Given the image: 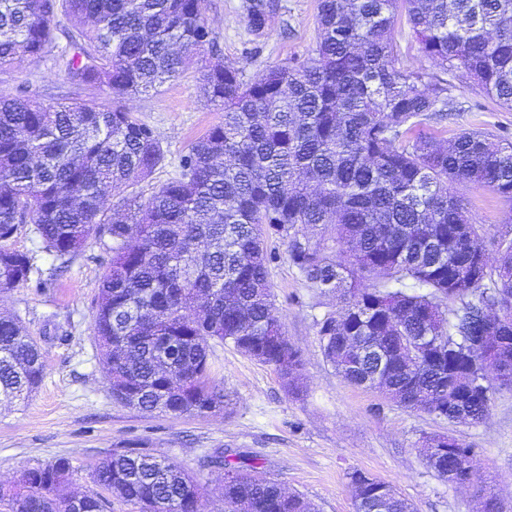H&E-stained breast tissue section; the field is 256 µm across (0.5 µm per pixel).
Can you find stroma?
I'll use <instances>...</instances> for the list:
<instances>
[{
	"label": "stroma",
	"mask_w": 512,
	"mask_h": 512,
	"mask_svg": "<svg viewBox=\"0 0 512 512\" xmlns=\"http://www.w3.org/2000/svg\"><path fill=\"white\" fill-rule=\"evenodd\" d=\"M263 34L252 31L247 0H202L214 47L188 52L183 73L158 91L130 97L126 104L148 126L166 152L159 168L139 186L142 199L178 172L187 146L222 120L201 90L205 65L232 62L252 76L267 65L306 55L317 30L318 0H268ZM449 97L458 110L430 132L452 139L480 129L512 137V110L499 107L462 77L451 81ZM36 92L43 102L74 98L105 102L96 87L76 88L66 78L62 48L40 59H24L0 71V89ZM487 241L505 231L512 205L488 188L453 185ZM12 248L37 255L39 277L0 296V314L18 316L41 346L44 379L23 401H0V482L18 471L69 458L72 492L94 490V465L125 443L180 463L207 492L205 512H224L220 473L201 459L223 450L232 462L254 465L289 493L309 500L316 512H354L349 475L359 470L390 485L415 512H477L475 489L440 477L422 454L431 435H452L473 450L481 484L512 512V388H495L486 418L477 424L448 422L423 409H406L385 395L351 385L326 360L318 324L339 306L336 295L313 288L288 261L287 245L267 242L278 259L271 266L275 308L290 342L303 359L296 391L287 390L278 370L251 360L232 346L211 352L224 408L178 418L140 412L118 403L107 384L93 336L94 301L109 256L95 240L66 268L40 252L22 233Z\"/></svg>",
	"instance_id": "35a3bbf8"
}]
</instances>
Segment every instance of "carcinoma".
<instances>
[{"instance_id": "obj_1", "label": "carcinoma", "mask_w": 512, "mask_h": 512, "mask_svg": "<svg viewBox=\"0 0 512 512\" xmlns=\"http://www.w3.org/2000/svg\"><path fill=\"white\" fill-rule=\"evenodd\" d=\"M252 30L265 13L248 4ZM405 15L439 73L396 66L392 31ZM71 84L98 86L110 102L44 103L0 91V293L27 282L36 256L8 247L30 225L40 249L65 264L94 236L110 254L95 302L94 333L112 396L173 417L224 408L213 384L211 343L275 366L302 368L271 298L276 255L341 306L319 323L325 358L348 383L415 409L448 390L474 395L460 410L487 414L505 373L465 344L512 337V236L497 264L472 271L485 240L448 183L479 184L512 203V140L484 131L445 146L424 130L448 120L449 78L466 77L512 110V0H320L315 46L302 59L267 65L246 80L233 63L207 66L203 96L224 119L192 142L177 176L143 202L137 187L165 160L153 131L127 108L178 78L184 54L212 42L201 0H0V70L52 51L60 19ZM455 307H448V303ZM44 378L38 342L0 315V394L24 398ZM426 461L452 483L462 448ZM221 494L237 512H315L299 494L226 460ZM72 465L60 457L0 484L10 512H66ZM350 474L354 507L413 512L377 479ZM88 512L112 498L154 512H204L203 488L180 464L129 444L93 469ZM106 490L103 496L100 490Z\"/></svg>"}]
</instances>
